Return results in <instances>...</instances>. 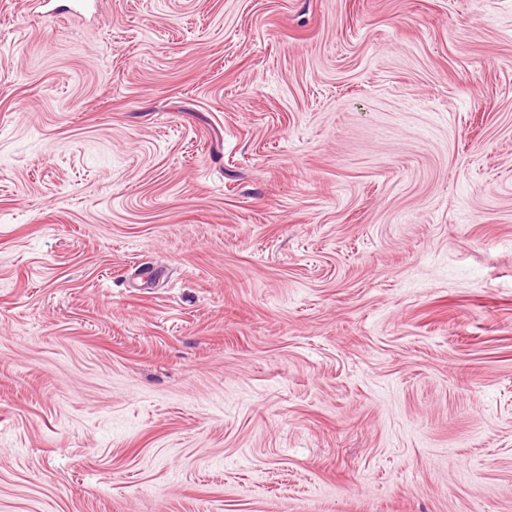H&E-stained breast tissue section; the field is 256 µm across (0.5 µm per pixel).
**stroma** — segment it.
<instances>
[{"label":"stroma","instance_id":"1","mask_svg":"<svg viewBox=\"0 0 512 512\" xmlns=\"http://www.w3.org/2000/svg\"><path fill=\"white\" fill-rule=\"evenodd\" d=\"M0 54V512H512V0Z\"/></svg>","mask_w":512,"mask_h":512}]
</instances>
